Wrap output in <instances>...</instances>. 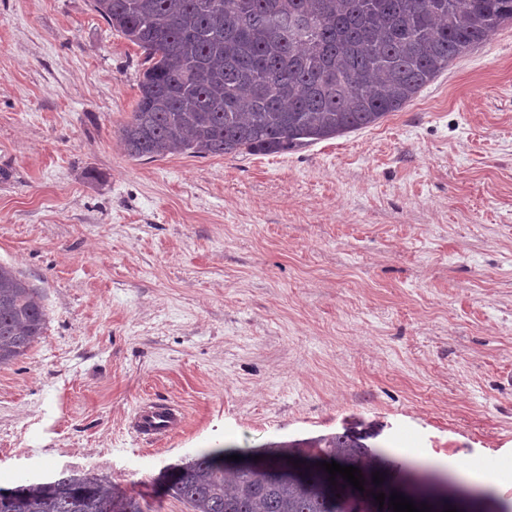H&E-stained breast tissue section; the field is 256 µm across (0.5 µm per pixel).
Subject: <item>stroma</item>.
Segmentation results:
<instances>
[{
  "mask_svg": "<svg viewBox=\"0 0 512 512\" xmlns=\"http://www.w3.org/2000/svg\"><path fill=\"white\" fill-rule=\"evenodd\" d=\"M142 49L90 0H0V263L43 336L0 366V483L93 473L145 512L204 448L353 427L408 491L512 503V24L377 124L288 154L135 160ZM178 406L149 440L142 403ZM182 419L179 408L165 403L148 402L138 407L131 427L140 436L158 439L177 432L182 427Z\"/></svg>",
  "mask_w": 512,
  "mask_h": 512,
  "instance_id": "stroma-1",
  "label": "stroma"
}]
</instances>
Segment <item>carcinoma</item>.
<instances>
[{
	"mask_svg": "<svg viewBox=\"0 0 512 512\" xmlns=\"http://www.w3.org/2000/svg\"><path fill=\"white\" fill-rule=\"evenodd\" d=\"M92 10L145 53L133 112L119 137L132 159L284 154L376 124L411 101L457 58L512 22V0H90ZM310 23L298 34L286 17ZM46 324L42 297L0 264V365L27 354ZM346 428L271 445L256 470L220 448L163 476L166 495L192 512H365L316 458L383 483L386 455ZM0 512H144L135 496L89 474L60 470L0 487Z\"/></svg>",
	"mask_w": 512,
	"mask_h": 512,
	"instance_id": "cac0c4a2",
	"label": "carcinoma"
}]
</instances>
